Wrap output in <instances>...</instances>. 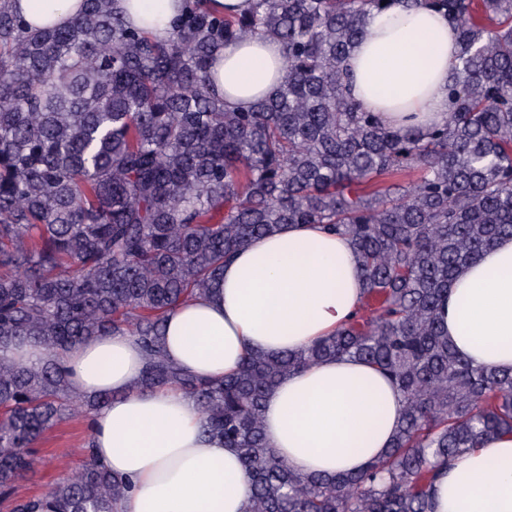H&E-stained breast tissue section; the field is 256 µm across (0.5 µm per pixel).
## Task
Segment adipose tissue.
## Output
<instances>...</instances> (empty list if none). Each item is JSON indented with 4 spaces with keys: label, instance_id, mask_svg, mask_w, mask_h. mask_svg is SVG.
I'll return each instance as SVG.
<instances>
[{
    "label": "adipose tissue",
    "instance_id": "1",
    "mask_svg": "<svg viewBox=\"0 0 512 512\" xmlns=\"http://www.w3.org/2000/svg\"><path fill=\"white\" fill-rule=\"evenodd\" d=\"M82 0H15L34 27L67 25ZM189 0H116L128 20L162 39ZM457 54L446 16L394 0L368 17L348 61L352 98L384 124L428 129L450 106ZM213 88L234 111L249 110L285 78L281 43L246 37L221 48ZM364 278L348 237L315 224H286L252 239L225 264L221 287L172 308L166 360L205 379L235 372L247 353L304 349L348 324ZM439 318L473 364L512 369V238L498 240L454 281ZM57 361L72 391L110 394L90 418L98 465L132 487L120 512H247L249 486L237 449L203 439L188 394L135 389L146 362L136 337L91 338ZM405 406L400 391L365 362L343 356L282 377L264 401L266 442L294 472H358L391 443ZM433 512H512V435L454 458L432 489Z\"/></svg>",
    "mask_w": 512,
    "mask_h": 512
}]
</instances>
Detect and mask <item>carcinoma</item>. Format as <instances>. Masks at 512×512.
<instances>
[{"mask_svg":"<svg viewBox=\"0 0 512 512\" xmlns=\"http://www.w3.org/2000/svg\"><path fill=\"white\" fill-rule=\"evenodd\" d=\"M206 2L159 40L114 0H84L68 25L37 31L0 0V342L52 354L37 367L0 361V497L33 472L57 421L110 400L75 395L55 356L126 333L148 357L138 387H180L203 433L238 450L248 512H432L441 468L512 433V372L470 364L438 320L461 270L512 237V0H406L446 14L458 38L448 118L427 131L387 128L345 93L383 0H252L239 16ZM254 35L281 42L286 76L231 111L211 89L213 57ZM414 168L416 181L386 183ZM283 224L351 239L365 275L352 321L293 353L255 352L217 381L170 366L168 311L213 291L226 259ZM345 355L391 377L402 419L362 471L295 473L267 446L265 395ZM129 488L86 452L12 512H116Z\"/></svg>","mask_w":512,"mask_h":512,"instance_id":"cac0c4a2","label":"carcinoma"}]
</instances>
